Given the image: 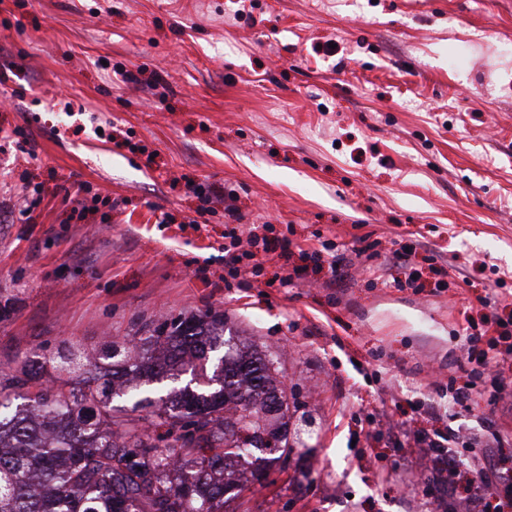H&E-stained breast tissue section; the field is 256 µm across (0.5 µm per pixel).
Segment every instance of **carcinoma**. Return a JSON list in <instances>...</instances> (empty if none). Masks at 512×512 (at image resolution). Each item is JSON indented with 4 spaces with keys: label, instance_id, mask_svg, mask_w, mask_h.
<instances>
[{
    "label": "carcinoma",
    "instance_id": "obj_1",
    "mask_svg": "<svg viewBox=\"0 0 512 512\" xmlns=\"http://www.w3.org/2000/svg\"><path fill=\"white\" fill-rule=\"evenodd\" d=\"M52 368L70 379L44 385L34 351L0 370V512H223L260 480L263 436L287 441L275 361L224 337L222 314L150 327L134 351L64 340Z\"/></svg>",
    "mask_w": 512,
    "mask_h": 512
}]
</instances>
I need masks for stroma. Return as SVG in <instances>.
<instances>
[{"instance_id":"stroma-1","label":"stroma","mask_w":512,"mask_h":512,"mask_svg":"<svg viewBox=\"0 0 512 512\" xmlns=\"http://www.w3.org/2000/svg\"><path fill=\"white\" fill-rule=\"evenodd\" d=\"M506 44L512 0H0V368L220 313L319 427L225 512H452L421 448L462 491L512 439V357L448 402L512 312ZM228 206L289 255L233 271ZM482 305L485 308H491V312L485 315V320L487 323L493 324L494 331L498 333V336H491L484 341L486 336L482 334H467L465 354L469 364L475 360L478 366L489 368L496 366L501 356H510L512 353V330L509 329L512 325V316L510 314L506 320L503 319L487 298L483 299ZM484 344L489 350H496V353L490 356L489 350L484 348ZM499 346H502V349H499ZM459 427L457 429L448 426V435L443 437V441H435L428 444L429 448H421V456L428 459V462L435 470L441 473H447L448 476L453 475L459 468V459L454 456L450 450L444 449V442L450 444L456 439Z\"/></svg>"}]
</instances>
